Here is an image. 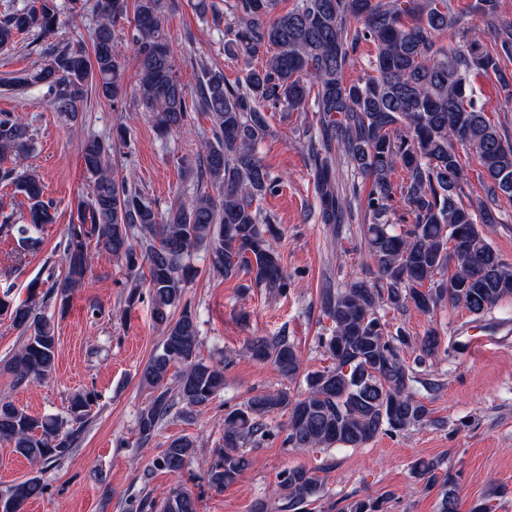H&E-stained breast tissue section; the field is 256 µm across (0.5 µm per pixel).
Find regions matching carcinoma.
Instances as JSON below:
<instances>
[{
  "label": "carcinoma",
  "mask_w": 512,
  "mask_h": 512,
  "mask_svg": "<svg viewBox=\"0 0 512 512\" xmlns=\"http://www.w3.org/2000/svg\"><path fill=\"white\" fill-rule=\"evenodd\" d=\"M281 0H233L232 20L224 23V51L250 66L231 84L220 70L204 65L197 86L187 92L167 36L163 0H136L127 41L139 62L138 93L152 113L160 138L181 129L192 112L205 113L210 136L198 154L199 179L219 188L220 199L199 194L180 200L166 212L146 203L140 192L112 176V142L96 137L83 145L84 170L90 192L78 198L76 217L67 225L64 275L44 293L65 306L91 271L90 247L124 261L129 274L127 307L151 296L153 318L164 333L161 350L142 367L140 382L155 392L140 409L136 433L140 443L152 440L175 410L189 415L209 406L224 387V371L200 352L197 311L184 301L198 270L192 252L202 250L209 274L230 279L244 273L250 283L284 294L288 274L277 251L282 232L263 215V198L279 191L280 179L257 156L269 133L266 114L281 106L290 112H318L308 134L315 157V184L323 224H341L353 202L364 209L365 260L370 278H352L323 297L324 316L332 323L323 345L332 366L305 374L306 389L258 393L240 408L224 414L223 446L207 469L209 487L223 490L249 466L242 451L273 435L269 420L288 415L285 443L293 448H361L381 433L437 423L427 403L414 392L419 376L400 354L403 336H392L379 310L410 307L430 314L448 300L474 316L490 313L512 297V264L489 242L487 227L501 223L502 203L512 202V139L478 108L468 89L469 75L493 72L512 107V75L498 56L467 40L470 13L457 12L451 0H296L281 12ZM99 19L93 54L76 46L43 48L48 63L12 79L20 90L46 88L47 102L65 120L76 122L89 88L118 106L126 76V55L114 30L127 10V0H92ZM471 9L483 18L503 52L512 51V20L499 15V0H475ZM57 0H36L0 17V48L14 45L22 34L45 37L60 24ZM462 39L456 47L439 37L447 32ZM374 45L371 72L345 79L351 53L360 42ZM28 126L11 112L0 113V161L18 159L30 148ZM469 152L481 167L477 204L464 177L461 153ZM369 181L359 198L339 192L336 166ZM403 177L394 186L397 171ZM0 181L28 202L26 224L18 227L22 247L37 240L31 230L55 223V206L45 199L35 176L16 168H0ZM408 207L412 222L396 226L391 217L397 202ZM147 264L149 278L137 270ZM10 315L24 335L7 363L14 383L40 382L54 371L57 337L51 320L31 304L14 307L0 297V313ZM420 364L427 357L455 355L442 347L437 329L418 342ZM244 356L269 364L295 381L302 361L286 336H256ZM96 395L71 398L69 414L85 424ZM75 430L52 417L33 416L12 401L0 399V441L35 464H51L74 447ZM196 441L181 436L170 441L153 466L180 473L194 455ZM440 463L418 460L414 476L432 487L441 484L438 512H457L458 475L438 474ZM280 486L288 512H309L322 496L323 483L314 470L291 468ZM44 485L37 476L14 484L0 499V512H23ZM384 501L357 498L346 512H383ZM139 512H199L197 498L175 485L161 500L146 499Z\"/></svg>",
  "instance_id": "cac0c4a2"
}]
</instances>
